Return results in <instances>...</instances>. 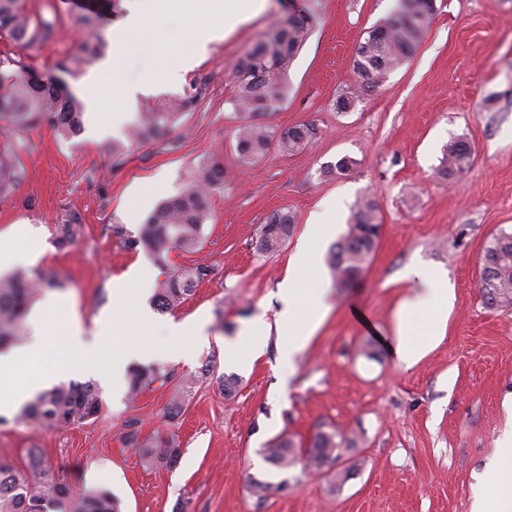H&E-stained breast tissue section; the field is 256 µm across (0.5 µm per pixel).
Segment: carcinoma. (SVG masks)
Returning <instances> with one entry per match:
<instances>
[{
    "label": "carcinoma",
    "instance_id": "cac0c4a2",
    "mask_svg": "<svg viewBox=\"0 0 512 512\" xmlns=\"http://www.w3.org/2000/svg\"><path fill=\"white\" fill-rule=\"evenodd\" d=\"M301 14L284 18L253 43L239 59L236 69V93L228 100L233 112L248 116L237 128L235 154L239 164L251 165L276 147L283 153L302 150L317 135L309 124L278 129L263 121L276 104L288 95V71L310 34L314 0H306ZM434 7L432 0H399L395 12L380 20L368 32L354 53L352 67L358 83L336 99V109H352L367 91L379 87L399 68L422 42ZM87 37L76 53L57 64L72 73L102 54L106 43L94 13L80 17ZM55 23L34 17L27 0H0V73L9 72L10 82L0 87V121L27 129L42 123L71 132L79 123L83 103L65 84L40 78L37 71L15 52H39L53 39ZM197 95L171 100L165 107L142 112L129 130L134 141L158 140L166 150L175 152L181 141L168 137L179 117L191 111ZM17 147L0 145V195L12 189L21 178L16 162ZM471 150L464 141H454L444 150L440 162L445 177L462 172L468 165ZM224 185V161L212 155L203 161L197 178L177 195L163 201L141 226L138 236L127 246L142 247L159 264L167 263L170 253L194 252L202 242L204 225L211 211L213 191ZM293 215L284 209L268 217L255 239L256 251L273 254L279 251L293 230ZM381 224L374 200H357L352 220L339 240L331 247L329 264L336 287L346 288L365 272L373 254ZM57 242L66 247L76 242L80 225L63 224L57 230ZM211 273L207 266L181 267L155 287L153 302L160 312L181 305ZM481 286L487 304H512V232L500 231L484 249ZM55 274L34 278L24 269L0 277V351L17 343L24 335L26 316L37 295L45 288H60ZM172 373L156 367L134 366L129 374L130 397L158 382L165 385ZM184 397L175 391L163 410V418L172 422L183 410ZM102 410L99 389L90 382L70 383L43 391L24 406L15 421L41 427L82 424L98 417ZM138 421H126L124 440L147 462H161L169 468L177 465L181 448L174 435L140 439ZM345 441L343 433L333 429L318 431L304 450L307 467L320 471L336 462V450ZM266 459L278 469L289 468L297 457L292 440L273 439L265 449ZM30 473L23 474L7 461H0V512H49L61 500H72V512H118V502L105 489H93L73 495L66 479L45 466L35 450L29 455Z\"/></svg>",
    "mask_w": 512,
    "mask_h": 512
}]
</instances>
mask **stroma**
<instances>
[{
    "label": "stroma",
    "mask_w": 512,
    "mask_h": 512,
    "mask_svg": "<svg viewBox=\"0 0 512 512\" xmlns=\"http://www.w3.org/2000/svg\"><path fill=\"white\" fill-rule=\"evenodd\" d=\"M192 4L189 22L154 18L159 41L125 53L117 68L120 83L153 80V92L129 106L133 117L203 82L194 108L172 130L181 149L133 144L121 129L94 136L87 120L70 136L48 125L13 129L22 177L0 195V236L25 225L40 245L27 271L56 273L63 285L54 296L77 312L86 330L109 312L113 281L136 274L147 288L128 292L137 344L154 346L158 325L171 319L205 321L208 340L183 338L188 356L166 362L173 374L168 385L117 401L103 388L95 420L35 428L5 410L0 459L24 472L30 450H38L71 487L110 490L121 512H472L477 488L503 453L497 439L512 407V305L487 307L481 291L488 240L512 232V0H435L422 43L348 112L337 111L335 101L357 81L353 54L398 0H316L310 36L289 70L288 96L267 121L281 129L310 123L318 136L299 153L273 149L251 167L238 165L234 151L240 118L228 101L235 65L285 18L288 0H265L261 12L210 44L170 86L161 60L190 53L206 28V0ZM29 7L56 22L52 42L33 64L40 75L57 76V61L83 38L79 16L66 10L65 0H29ZM456 140L468 143L471 159L447 179L440 160ZM116 143L124 152L118 164ZM218 152L224 184L212 194L202 243L192 253H171L168 265H206L212 273L172 312L152 310L150 292L168 267L126 242ZM344 156L355 159L354 170L327 173ZM363 196L376 201L382 224L364 274L338 289L330 267H323L328 312L293 364L281 361L288 339L273 330L251 368L230 365L225 339L239 338L256 314L276 322L289 260L311 215L326 212L344 233ZM282 209L295 217L292 235L275 254L256 253L259 226ZM63 224L82 227L73 246L56 244ZM116 224L124 236L113 234ZM413 263L445 270L455 300L444 339L404 368L389 344L402 305L424 293L403 277ZM207 361L212 374L198 378ZM224 375L239 380L233 397L219 383ZM184 385L183 412L165 424L163 409ZM133 417L141 438L175 435L181 448L175 468L142 463L126 446L124 423ZM332 428L348 438L333 472L307 469L302 456L281 471L265 458L278 436L304 449L317 431ZM343 470L350 477L340 484L336 474ZM255 479L272 484L264 498L252 492Z\"/></svg>",
    "instance_id": "1"
}]
</instances>
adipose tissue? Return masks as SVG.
Listing matches in <instances>:
<instances>
[{"instance_id": "ef3b65f1", "label": "adipose tissue", "mask_w": 512, "mask_h": 512, "mask_svg": "<svg viewBox=\"0 0 512 512\" xmlns=\"http://www.w3.org/2000/svg\"><path fill=\"white\" fill-rule=\"evenodd\" d=\"M263 6L264 0H217L213 6L215 14L204 36L196 40L192 52L183 58L180 67L166 69L167 81L179 82L183 71L206 54L209 44L223 40L227 32L261 11ZM186 10L184 0H140L124 21L113 26L111 60L93 68L84 81L88 111H100V87L106 75L114 71L116 59L133 48L137 40L154 38L155 33L151 27L154 16L159 13L179 15ZM333 232V225L325 222L323 214H313L306 226L305 242L298 247L290 261L294 274L284 281V307L277 319L279 332L289 339L281 353L284 362L294 360L304 347L307 335L318 329L328 311L325 302L326 284L321 276L319 258L315 250L308 248L307 243L328 238ZM404 276L418 280L426 288V294L418 305L402 306L400 324L391 347L396 361L409 368L444 338L448 311L453 306L454 296L447 278L423 267L408 268ZM128 289V280L114 281L112 313L99 322L90 340L85 339L76 314L60 315L55 301L45 302L31 320L32 336L21 346L0 354V404L10 408L21 407L38 392L79 374L94 375L104 380L117 378L122 374L125 364L132 359L177 360L186 355L184 347L177 343L178 338L189 332L196 339L204 338L203 323L198 322L190 327L186 323L171 320L165 325L167 341L147 351L132 343L122 355L112 356L113 339L129 333L122 311ZM422 307L429 310L431 319L425 332L420 333L414 329L413 319ZM268 330L266 320L260 316L255 317L247 327L242 341L225 343L226 359L238 366L252 364L262 353ZM58 340L63 341L74 353L73 359L62 365L55 363L50 355L53 343ZM502 442L510 446L511 451L502 455L489 473L483 491L475 501V512H512V421L507 424Z\"/></svg>"}]
</instances>
